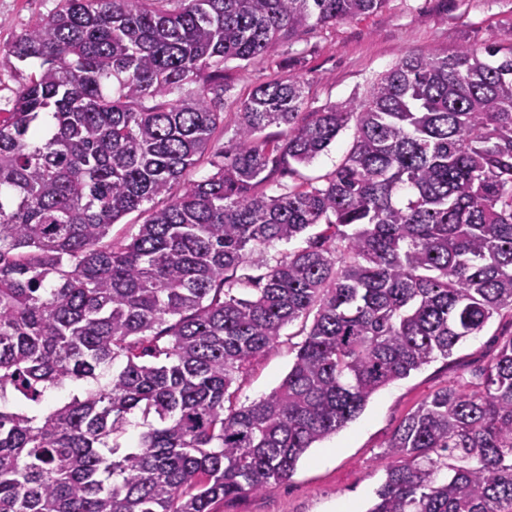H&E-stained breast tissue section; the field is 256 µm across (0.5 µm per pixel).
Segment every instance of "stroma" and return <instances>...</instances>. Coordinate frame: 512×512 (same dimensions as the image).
<instances>
[{
  "instance_id": "stroma-1",
  "label": "stroma",
  "mask_w": 512,
  "mask_h": 512,
  "mask_svg": "<svg viewBox=\"0 0 512 512\" xmlns=\"http://www.w3.org/2000/svg\"><path fill=\"white\" fill-rule=\"evenodd\" d=\"M59 0H0V47L51 14ZM512 39V0H386L367 15L310 28L282 41L278 53L297 60L294 74L304 85L307 110L348 100H363L371 82L407 55L433 49L455 51ZM267 60H233L224 67L231 90L224 99V126L218 129L194 176L215 172L230 146L240 104L259 82L272 76ZM354 128L342 130L329 150L297 173L278 174V182L322 183L350 149ZM301 323L287 326L278 344L257 357L236 382L237 404H249L276 388L290 369ZM512 335V315L494 317L481 333L460 342L452 355L436 358L409 377L374 393L364 411L344 428L313 445L288 480L258 494L217 503L214 512H336L349 503L368 512L383 483L389 459L386 446L401 420L426 397L449 384L475 390L477 373L503 339Z\"/></svg>"
}]
</instances>
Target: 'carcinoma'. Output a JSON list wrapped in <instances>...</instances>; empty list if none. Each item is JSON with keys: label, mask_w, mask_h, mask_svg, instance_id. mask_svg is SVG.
Masks as SVG:
<instances>
[{"label": "carcinoma", "mask_w": 512, "mask_h": 512, "mask_svg": "<svg viewBox=\"0 0 512 512\" xmlns=\"http://www.w3.org/2000/svg\"><path fill=\"white\" fill-rule=\"evenodd\" d=\"M385 2L59 0L0 48L39 61L0 114V512H213L512 312V41L405 57L308 112L300 80L262 81L218 171L190 179L227 61L289 71L282 40ZM351 122L322 185L266 192ZM308 319L281 383L235 405L246 365ZM479 375L400 422L367 512H512V336Z\"/></svg>", "instance_id": "carcinoma-1"}]
</instances>
